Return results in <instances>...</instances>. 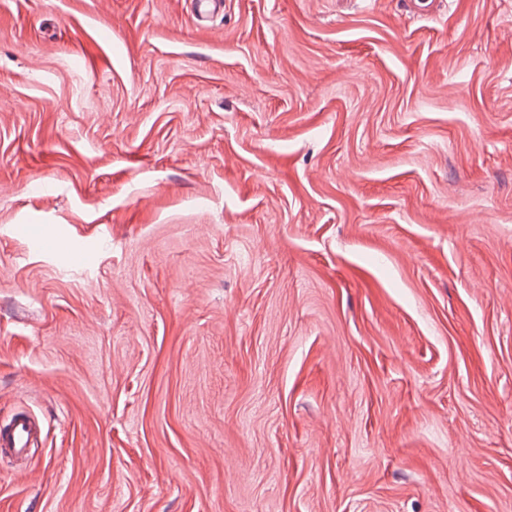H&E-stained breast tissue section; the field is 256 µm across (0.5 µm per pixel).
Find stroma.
Wrapping results in <instances>:
<instances>
[{
	"mask_svg": "<svg viewBox=\"0 0 512 512\" xmlns=\"http://www.w3.org/2000/svg\"><path fill=\"white\" fill-rule=\"evenodd\" d=\"M0 512H512V0H0ZM40 429L25 412H15L0 425V458L22 460L36 447Z\"/></svg>",
	"mask_w": 512,
	"mask_h": 512,
	"instance_id": "stroma-1",
	"label": "stroma"
}]
</instances>
